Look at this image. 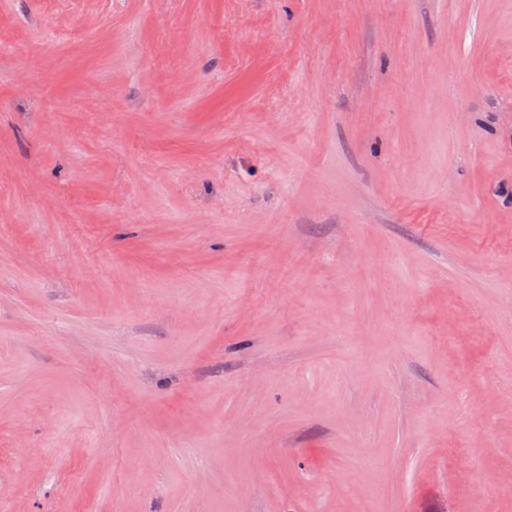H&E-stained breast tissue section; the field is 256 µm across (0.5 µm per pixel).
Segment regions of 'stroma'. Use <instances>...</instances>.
<instances>
[{
	"instance_id": "1",
	"label": "stroma",
	"mask_w": 512,
	"mask_h": 512,
	"mask_svg": "<svg viewBox=\"0 0 512 512\" xmlns=\"http://www.w3.org/2000/svg\"><path fill=\"white\" fill-rule=\"evenodd\" d=\"M512 0H0V512H512Z\"/></svg>"
}]
</instances>
